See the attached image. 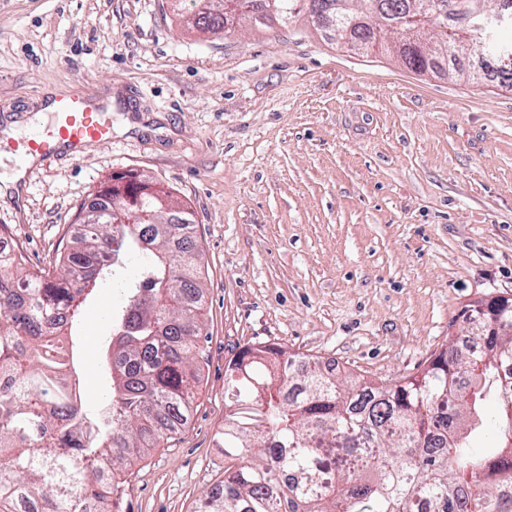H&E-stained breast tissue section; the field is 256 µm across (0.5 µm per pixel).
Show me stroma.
Masks as SVG:
<instances>
[{
	"instance_id": "1",
	"label": "stroma",
	"mask_w": 512,
	"mask_h": 512,
	"mask_svg": "<svg viewBox=\"0 0 512 512\" xmlns=\"http://www.w3.org/2000/svg\"><path fill=\"white\" fill-rule=\"evenodd\" d=\"M190 0H0V124L81 73L112 143L35 165L0 228L53 268L74 217L138 173L190 207L204 283L199 381L173 438L121 471L122 512H196L224 479V367L258 342L375 381L419 375L481 300L512 299V89L288 27L183 24ZM82 308L100 407L123 282Z\"/></svg>"
}]
</instances>
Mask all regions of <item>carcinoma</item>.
Listing matches in <instances>:
<instances>
[{"label":"carcinoma","mask_w":512,"mask_h":512,"mask_svg":"<svg viewBox=\"0 0 512 512\" xmlns=\"http://www.w3.org/2000/svg\"><path fill=\"white\" fill-rule=\"evenodd\" d=\"M187 23L222 30L250 17L258 0H193ZM261 26H288L304 13L327 12L336 0H272ZM363 3L397 26L357 25L349 42L373 47L404 36L411 0ZM425 14L436 38L448 34V0ZM487 32L494 66L487 74L512 87V41ZM406 65L437 66L414 50ZM161 189L140 197L153 224L116 222L114 203L85 224L53 271L31 273L16 248L0 258V512H16L25 488L46 512H114V485L91 475L121 449L118 465L168 438L188 411L198 379L202 281L192 241L193 215L162 209ZM129 260L141 264L127 289L128 309L113 317L107 359L110 386L98 411L83 405L72 332L101 275ZM468 336L442 350L419 376L365 382L330 371L275 344L242 348L224 370V481L205 494L200 512H512V306L496 298L463 313ZM497 440L481 451L488 408Z\"/></svg>","instance_id":"cac0c4a2"}]
</instances>
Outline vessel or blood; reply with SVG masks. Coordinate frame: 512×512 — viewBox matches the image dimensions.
I'll return each mask as SVG.
<instances>
[{
    "instance_id": "1",
    "label": "vessel or blood",
    "mask_w": 512,
    "mask_h": 512,
    "mask_svg": "<svg viewBox=\"0 0 512 512\" xmlns=\"http://www.w3.org/2000/svg\"><path fill=\"white\" fill-rule=\"evenodd\" d=\"M87 83L86 76L76 77L70 90L53 100L51 122L26 139L6 142V149L18 159L32 155L50 165L57 161L62 144L82 150L111 144L112 125Z\"/></svg>"
}]
</instances>
